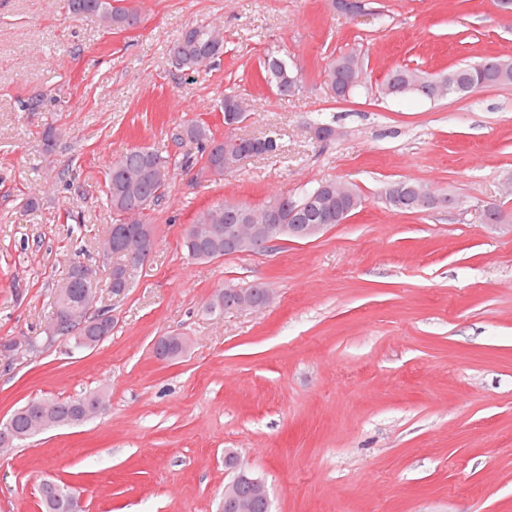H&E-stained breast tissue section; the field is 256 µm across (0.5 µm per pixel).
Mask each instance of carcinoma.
<instances>
[{"mask_svg":"<svg viewBox=\"0 0 512 512\" xmlns=\"http://www.w3.org/2000/svg\"><path fill=\"white\" fill-rule=\"evenodd\" d=\"M67 10L74 16L94 15L108 28L125 30L135 27L139 22L136 12L122 6L112 4V0H66ZM224 36L215 26H190L184 29L179 38L170 48L171 67L182 73H198L210 66L211 62L223 55ZM274 55H267V60L261 66V76L266 83L276 88V94L286 99L294 97L304 89L303 73L297 66L288 62V56L280 57L282 64L274 67L269 60ZM456 77L457 92L464 94L463 88L469 85L482 84L488 86L512 85V61L500 58H485L473 64H463L451 69ZM331 90H336L338 84L346 83L351 78L350 91H355L364 84V62L354 52H346L330 60L327 66ZM439 85H448V75L432 74L406 67L390 70L379 86L385 96H397L406 93L429 97V92ZM224 117L235 118L237 115L247 117V109L238 95L224 93L221 103ZM174 138L189 141L199 146L206 162L215 169V176H224V154L234 156L232 162L237 163L251 157L250 151L242 144L235 143L237 134L229 131L224 134V141L215 143L213 133L208 125L195 120H189L179 126ZM217 144L216 150H210L212 144ZM173 179L169 157L162 151L152 147H132L122 152L112 161L108 174L107 200L113 215V225L119 226L123 237L132 239L140 234L146 225V211L166 202L170 181ZM301 195L310 197L307 207L297 212L293 211L292 202L295 195L279 194L270 197L261 205L251 207L253 214L260 218L266 211L276 209L279 222L282 224H314L326 210H336L342 206L348 208L354 202L362 201L359 191L350 184L341 181H326L319 192L314 188L305 189ZM234 202H222L213 205L202 212L185 228L182 246L189 254H194L199 262H210L215 258L233 254L229 242L224 239V229L235 224ZM198 224H213L216 226L215 238L199 241L194 234ZM112 265L107 272L108 288L117 294L123 288V282L118 280V274L126 272L127 256L117 248H112ZM85 268V264L74 260L68 270L66 284L53 298L52 307H57L60 301L67 297L73 303H78L82 288L77 282V275ZM112 322L110 317L89 315L84 327V336L100 342L101 333L98 321ZM103 396V409H108V394L94 390L78 397L68 399H49L51 416L67 424L78 418L82 409L94 407L93 401L97 395ZM37 418V411L30 405L16 410L10 417L12 432L16 444L20 445L32 438V425ZM40 506L42 512H76L77 502L67 486L46 482L41 486Z\"/></svg>","mask_w":512,"mask_h":512,"instance_id":"carcinoma-1","label":"carcinoma"}]
</instances>
